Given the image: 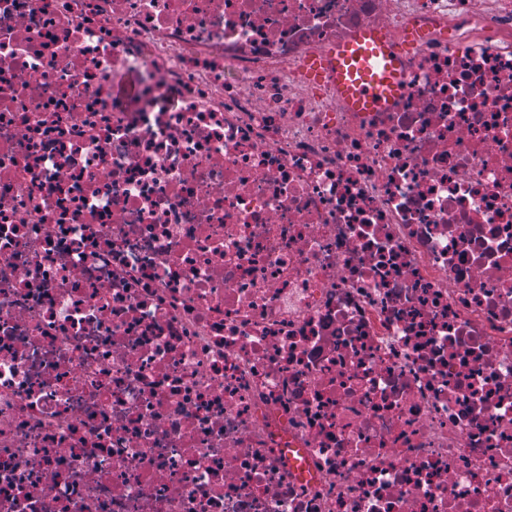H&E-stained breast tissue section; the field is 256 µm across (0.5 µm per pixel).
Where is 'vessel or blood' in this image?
Listing matches in <instances>:
<instances>
[{
    "label": "vessel or blood",
    "instance_id": "b4317fda",
    "mask_svg": "<svg viewBox=\"0 0 512 512\" xmlns=\"http://www.w3.org/2000/svg\"><path fill=\"white\" fill-rule=\"evenodd\" d=\"M333 77L344 101L370 111L382 107L403 89L398 57L392 56L384 33L364 31L332 54Z\"/></svg>",
    "mask_w": 512,
    "mask_h": 512
}]
</instances>
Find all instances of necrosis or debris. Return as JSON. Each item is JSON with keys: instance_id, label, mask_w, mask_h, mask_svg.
<instances>
[{"instance_id": "1", "label": "necrosis or debris", "mask_w": 512, "mask_h": 512, "mask_svg": "<svg viewBox=\"0 0 512 512\" xmlns=\"http://www.w3.org/2000/svg\"><path fill=\"white\" fill-rule=\"evenodd\" d=\"M0 512H512V0H0ZM331 55L336 88L352 108H380L403 89L400 60L391 55L380 31L366 30L354 42L336 47Z\"/></svg>"}]
</instances>
